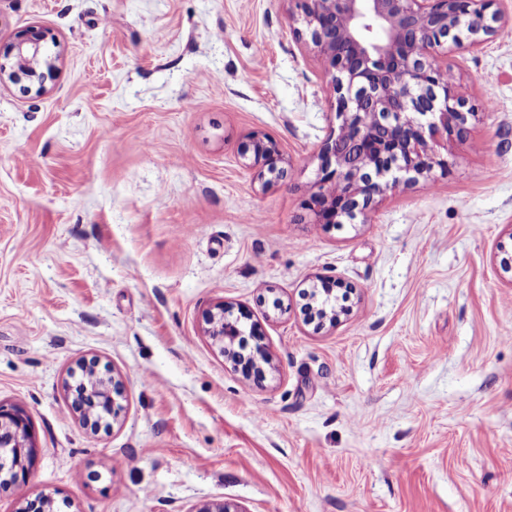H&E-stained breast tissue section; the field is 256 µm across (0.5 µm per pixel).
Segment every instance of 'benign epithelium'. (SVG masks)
<instances>
[{
    "label": "benign epithelium",
    "instance_id": "obj_1",
    "mask_svg": "<svg viewBox=\"0 0 512 512\" xmlns=\"http://www.w3.org/2000/svg\"><path fill=\"white\" fill-rule=\"evenodd\" d=\"M495 0H298L310 49L326 65L336 90L335 132L321 149L320 178L302 206L316 224H339L365 214L375 200L400 184L431 177L435 147L461 134L467 122L464 100L450 60L464 47L479 46L495 25L512 22L493 10ZM47 33L30 27L15 37L8 79L42 81L35 64ZM251 164L271 175L283 173L278 142L254 133L244 147ZM324 299L319 312L336 300V281L321 279ZM210 315L208 335L225 344L247 345L238 329L224 321V304ZM118 384L92 383L83 405L73 409L92 424L100 407L117 414L112 393ZM40 448L25 412L0 403V472L8 465L13 483L26 482Z\"/></svg>",
    "mask_w": 512,
    "mask_h": 512
}]
</instances>
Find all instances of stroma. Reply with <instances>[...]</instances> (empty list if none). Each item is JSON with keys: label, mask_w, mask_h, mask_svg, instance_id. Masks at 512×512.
Segmentation results:
<instances>
[{"label": "stroma", "mask_w": 512, "mask_h": 512, "mask_svg": "<svg viewBox=\"0 0 512 512\" xmlns=\"http://www.w3.org/2000/svg\"><path fill=\"white\" fill-rule=\"evenodd\" d=\"M295 0H0V402L41 448L0 512H512V27L461 50L462 140L354 223L301 202L336 92ZM279 143L264 183L242 153ZM339 283L317 325L300 294ZM250 314L271 369L206 336ZM119 375L90 431L64 387ZM47 39V33L37 27H30L19 32L11 45L10 53L14 58L13 69L8 73V79L19 82L22 78L33 81L37 79L41 90L42 76L37 73L35 64L38 61L42 43ZM252 152L250 160L253 166H258L261 171H267L271 175L283 173L281 165L285 162L284 155L278 142L271 136L263 133H253L249 142L244 147V155Z\"/></svg>", "instance_id": "stroma-1"}]
</instances>
